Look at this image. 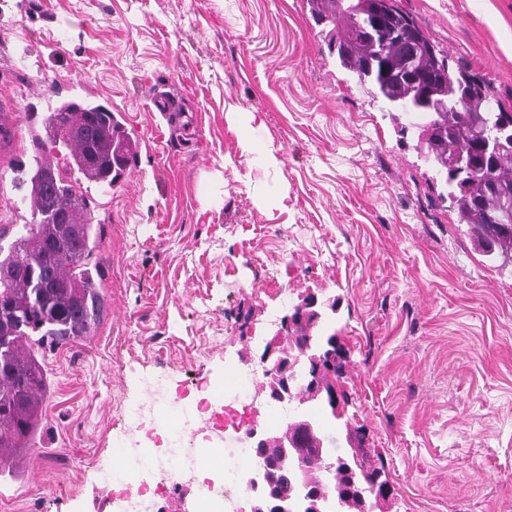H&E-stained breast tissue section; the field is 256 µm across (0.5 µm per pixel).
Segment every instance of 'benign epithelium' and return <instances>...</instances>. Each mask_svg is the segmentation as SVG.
Wrapping results in <instances>:
<instances>
[{
  "label": "benign epithelium",
  "instance_id": "1",
  "mask_svg": "<svg viewBox=\"0 0 512 512\" xmlns=\"http://www.w3.org/2000/svg\"><path fill=\"white\" fill-rule=\"evenodd\" d=\"M334 309L330 301H318L311 297L303 304L294 308L293 312L284 317L278 329L266 341L260 355V364L265 371L264 381L259 388V394L269 403L285 401L284 392L291 385L301 384L306 390L305 401L313 402L331 410L333 416H338L336 402V387L333 383L336 370V342L322 343L321 353L309 358L311 366L306 375H301V361L295 358L296 349L286 346L288 338L301 325L309 322L317 326L324 316V311ZM307 424L305 413L297 411L289 417L282 428L247 432V439L253 448V464L241 477V483L246 487L251 498V512H278L274 499L270 496L268 487L273 483V468L267 460L270 449L277 446L284 448L297 447L298 437L293 435L295 428Z\"/></svg>",
  "mask_w": 512,
  "mask_h": 512
}]
</instances>
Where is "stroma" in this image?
I'll return each mask as SVG.
<instances>
[{
	"label": "stroma",
	"mask_w": 512,
	"mask_h": 512,
	"mask_svg": "<svg viewBox=\"0 0 512 512\" xmlns=\"http://www.w3.org/2000/svg\"><path fill=\"white\" fill-rule=\"evenodd\" d=\"M512 113V0H396ZM0 247L29 210L13 166L35 152L28 112L82 99L139 142L111 194L91 189V257L108 315L42 353L50 394L0 512H198L168 485L165 402L248 370L309 296L340 351V418L391 488L384 512H512V264L474 243L425 161L417 117L340 65L306 0H0ZM253 150L243 153L239 140ZM275 162H268L267 154ZM160 463L112 482L130 441Z\"/></svg>",
	"instance_id": "1"
}]
</instances>
